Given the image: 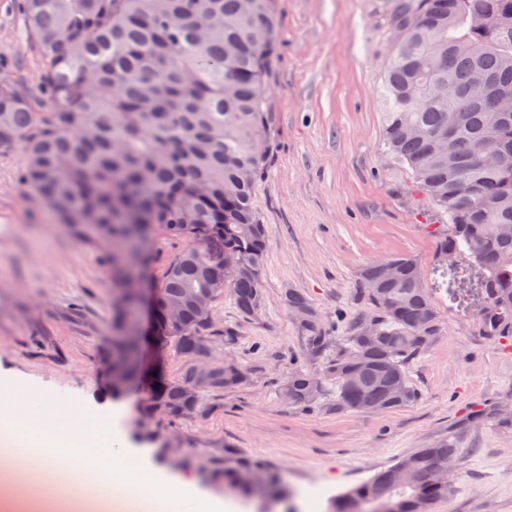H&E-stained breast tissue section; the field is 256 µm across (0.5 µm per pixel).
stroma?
<instances>
[{"instance_id":"obj_1","label":"stroma","mask_w":512,"mask_h":512,"mask_svg":"<svg viewBox=\"0 0 512 512\" xmlns=\"http://www.w3.org/2000/svg\"><path fill=\"white\" fill-rule=\"evenodd\" d=\"M392 8V0H277L264 75L268 163L255 189L268 234L261 304L249 318L228 299L216 308L238 330L226 359L248 376L210 398L206 418L145 416L136 385L117 400L106 393L98 352L112 336V276L103 251L33 201L21 183L23 147L0 151V383L22 415L46 404L86 431L112 414L121 447L146 449L162 469L168 449H179L182 474L226 512L258 507L212 482L225 452L278 467L327 512L336 495L452 433L462 454L434 512H512V430L458 424L471 408L512 402V345L480 334L478 270L463 255L452 267L440 262L429 227L441 216L382 153ZM41 73L11 0H0V76L35 89ZM394 255L418 260L440 325L409 367L419 400L390 413L288 405L278 388L308 359L283 290L304 291L343 336L365 308L360 270Z\"/></svg>"}]
</instances>
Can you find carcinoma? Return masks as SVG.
I'll use <instances>...</instances> for the list:
<instances>
[{
	"mask_svg": "<svg viewBox=\"0 0 512 512\" xmlns=\"http://www.w3.org/2000/svg\"><path fill=\"white\" fill-rule=\"evenodd\" d=\"M276 0H19L31 51L42 61L39 112L28 86L0 79V148L23 144L24 184L81 238L88 229L112 267V344L107 389L137 382L145 413L208 415L209 397L241 385L224 363L237 329L214 319L230 295L238 314L257 311L268 238L254 205L266 163L264 73L276 47ZM484 17L477 28L471 18ZM383 84L385 156L448 215L437 255H466L481 272L482 335L512 341V0H395ZM187 242L156 286L158 347L183 359L176 377L147 369L136 337L140 298L130 268L150 263L157 232ZM371 312L336 346L307 296L283 292L319 372L294 369L280 389L296 409L395 412L420 398L410 364L439 329L418 260L396 255L359 275ZM181 313L180 327L167 312ZM373 337L363 335V325ZM214 380L193 388L195 367ZM512 429V407L472 417ZM453 435L400 458L334 498L329 512H432L452 485L430 469L459 458ZM224 493L288 509L290 491L268 466L224 458Z\"/></svg>",
	"mask_w": 512,
	"mask_h": 512,
	"instance_id": "1",
	"label": "carcinoma"
}]
</instances>
